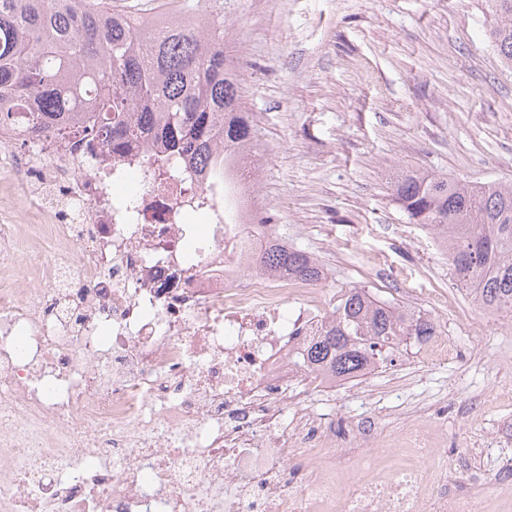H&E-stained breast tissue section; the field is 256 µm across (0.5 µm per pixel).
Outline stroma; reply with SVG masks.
<instances>
[{"instance_id":"35a3bbf8","label":"stroma","mask_w":512,"mask_h":512,"mask_svg":"<svg viewBox=\"0 0 512 512\" xmlns=\"http://www.w3.org/2000/svg\"><path fill=\"white\" fill-rule=\"evenodd\" d=\"M224 17L229 54H242L246 111L258 113L254 149L270 217L292 247L330 269L333 291L350 286L417 309L455 291L467 318L447 314L459 357H425L413 344L386 375L317 399L324 414L375 412L393 433L416 403L448 402L444 426L456 451L512 417V319L456 289L433 235L392 201L396 171L418 167L482 183L512 181V71L489 39L485 0H211ZM484 403L467 419L469 403ZM512 448L481 466L462 462L451 481L491 491Z\"/></svg>"}]
</instances>
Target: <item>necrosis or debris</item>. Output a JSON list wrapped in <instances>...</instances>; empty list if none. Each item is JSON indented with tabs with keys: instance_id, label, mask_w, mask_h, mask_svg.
Listing matches in <instances>:
<instances>
[{
	"instance_id": "1",
	"label": "necrosis or debris",
	"mask_w": 512,
	"mask_h": 512,
	"mask_svg": "<svg viewBox=\"0 0 512 512\" xmlns=\"http://www.w3.org/2000/svg\"><path fill=\"white\" fill-rule=\"evenodd\" d=\"M163 155L0 124V512H512L510 478L449 487L442 407L317 413L334 298L260 265L254 178Z\"/></svg>"
}]
</instances>
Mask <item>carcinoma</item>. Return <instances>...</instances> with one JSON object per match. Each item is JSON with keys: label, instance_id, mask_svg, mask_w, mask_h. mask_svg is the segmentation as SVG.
Here are the masks:
<instances>
[{"label": "carcinoma", "instance_id": "1", "mask_svg": "<svg viewBox=\"0 0 512 512\" xmlns=\"http://www.w3.org/2000/svg\"><path fill=\"white\" fill-rule=\"evenodd\" d=\"M486 3L490 43L512 69V0ZM224 68V19L203 8L156 26L115 12L110 0H0V99L15 106L0 112V124L25 120L60 140L110 143L114 152L150 140L218 177L224 152L253 139L238 84ZM391 190L410 223L432 230L474 301L512 314V184H471L412 167ZM260 262L273 275L316 281L321 273L297 248H269ZM436 332L425 312L345 288L301 359L350 380Z\"/></svg>", "mask_w": 512, "mask_h": 512}]
</instances>
